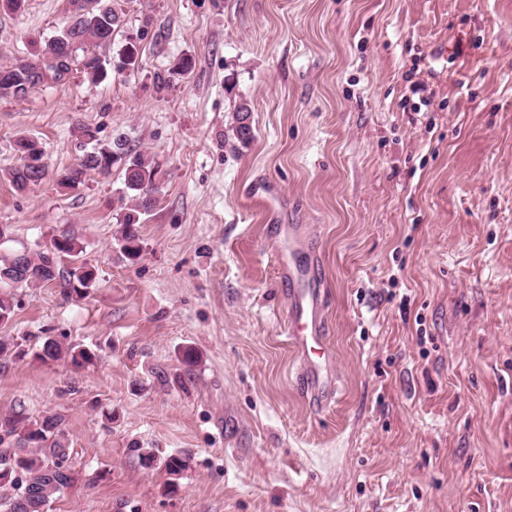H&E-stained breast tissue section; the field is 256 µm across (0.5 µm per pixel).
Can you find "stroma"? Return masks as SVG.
Instances as JSON below:
<instances>
[{
	"instance_id": "35a3bbf8",
	"label": "stroma",
	"mask_w": 512,
	"mask_h": 512,
	"mask_svg": "<svg viewBox=\"0 0 512 512\" xmlns=\"http://www.w3.org/2000/svg\"><path fill=\"white\" fill-rule=\"evenodd\" d=\"M112 7L99 52L141 36L137 71L0 98V170L22 132L50 170L71 165L83 123L159 171L133 262L120 168L77 193L0 179L1 253L67 235L98 269L83 299L14 289L0 323L30 352L0 364V415H60L72 451L47 512H512V0ZM67 11L1 10L0 65ZM183 57L191 71L157 90ZM243 100L245 146L230 130ZM279 224L298 225L295 258L317 262L325 290L339 392L324 408L303 398L283 332ZM48 336L94 363L42 364Z\"/></svg>"
}]
</instances>
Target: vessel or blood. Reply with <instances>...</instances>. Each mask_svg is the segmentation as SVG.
<instances>
[{
  "mask_svg": "<svg viewBox=\"0 0 512 512\" xmlns=\"http://www.w3.org/2000/svg\"><path fill=\"white\" fill-rule=\"evenodd\" d=\"M295 242L294 232H282L281 245L276 254L278 276L288 285L284 332L304 360L303 393L323 405L334 393L331 380L316 358L317 351L322 350L325 342L323 301L315 272L298 268L291 260Z\"/></svg>",
  "mask_w": 512,
  "mask_h": 512,
  "instance_id": "b4317fda",
  "label": "vessel or blood"
}]
</instances>
